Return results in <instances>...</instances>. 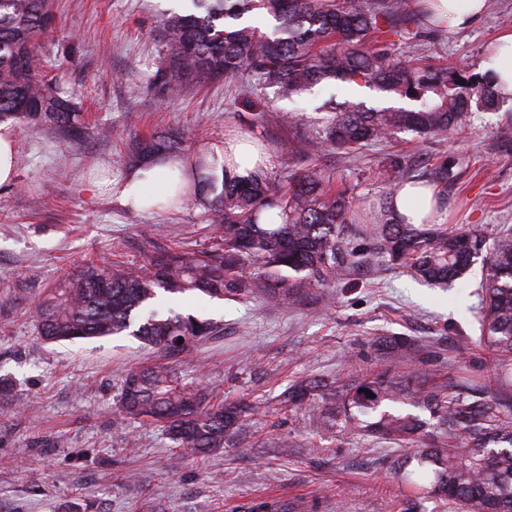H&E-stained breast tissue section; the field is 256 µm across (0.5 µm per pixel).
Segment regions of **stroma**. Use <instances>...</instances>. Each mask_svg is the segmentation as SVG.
I'll return each mask as SVG.
<instances>
[{"mask_svg":"<svg viewBox=\"0 0 512 512\" xmlns=\"http://www.w3.org/2000/svg\"><path fill=\"white\" fill-rule=\"evenodd\" d=\"M167 6L52 0L45 46L65 62L49 75L74 93L84 124L74 135L13 125L17 179L0 188V383L9 389L0 395V512H454L446 502L420 499L419 488L391 470L385 445L281 409L278 397L304 379L336 386L384 368L440 384L452 382L458 363L487 375L480 266L449 285H423L381 263L289 300L198 292L171 300L176 312L220 328L173 359L181 380L257 407L224 449L187 457L174 471L175 444L162 428L119 413L123 375L161 362L159 353L131 336L73 344L40 338L32 308L87 261L139 268L166 249L211 242L207 210L195 197L175 210L141 213L91 190L100 170L123 179L132 135H175L182 158L248 135L283 182L298 167L289 155L293 138L317 135L325 100L377 102L369 89L347 82L279 99L252 77L195 85L163 100L150 85L163 61ZM415 16L411 40H395L394 57L466 76L487 75L497 38L512 32V0H488L481 22L466 30L439 27L420 6ZM258 109L265 118L250 127ZM285 111L297 113L296 126L279 122ZM314 162L336 187L354 186L362 202L377 200L395 173L429 182L447 165L437 189L450 223L472 225L486 238L512 229V98L473 110L462 131L441 140L401 134L350 158L327 147ZM391 335L430 345L437 355L408 365L377 351L374 339Z\"/></svg>","mask_w":512,"mask_h":512,"instance_id":"1","label":"stroma"}]
</instances>
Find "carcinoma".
I'll return each mask as SVG.
<instances>
[{
  "instance_id": "1",
  "label": "carcinoma",
  "mask_w": 512,
  "mask_h": 512,
  "mask_svg": "<svg viewBox=\"0 0 512 512\" xmlns=\"http://www.w3.org/2000/svg\"><path fill=\"white\" fill-rule=\"evenodd\" d=\"M170 10L163 22L167 63L152 85L173 101L189 83L233 79L252 71L260 82L293 98L319 84L367 83L387 105L347 102L331 113L319 141L299 139L291 153L311 158L323 146L348 157L368 144L398 133L443 137L464 125L472 107L500 102L484 77L462 81L447 68L416 67L391 57L385 34L405 31L414 21L409 0H190ZM53 21L49 0H0V122L73 131L84 117L73 94L46 76L51 63L43 36ZM164 135H134L129 161L148 165L174 150ZM208 176L194 191L220 234L201 249L166 251L144 268L110 263L85 265L49 289L34 318L49 343L133 336L156 352L179 354L216 333L214 323L171 315L163 303L198 291L210 298L251 294L294 296L347 271L379 260L415 280L452 284L487 250L482 265L480 341L496 355L494 368L512 372V229L485 246L466 224H400L387 217L395 191L391 180L370 205V224H354L352 196L333 191L319 169L289 175L282 184L260 170L242 181L233 157L197 158ZM276 211L278 224L260 223ZM254 267L255 275L246 274ZM380 350L408 362L431 351L405 337L376 341ZM370 390L369 397L364 390ZM409 403L431 420L385 403ZM290 410L309 407L324 422L356 425L358 431L395 444L421 443L392 467L423 481L430 496L461 512H512V391L493 392L470 375L457 388L402 379L388 369L358 374L329 388L318 381L284 395ZM124 418L156 423L180 456H205L224 447L239 422L252 414L246 401L224 402L187 386L167 365L127 372L122 380Z\"/></svg>"
}]
</instances>
